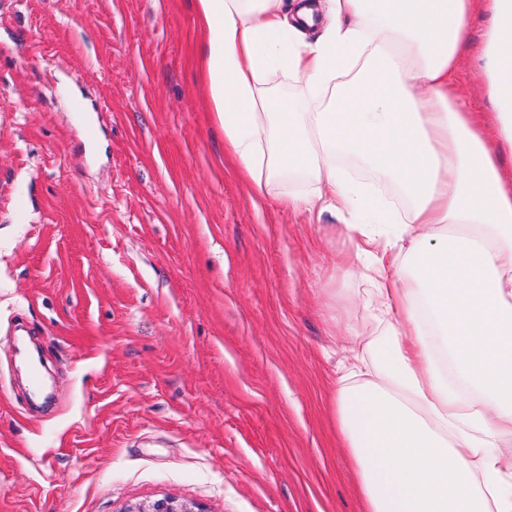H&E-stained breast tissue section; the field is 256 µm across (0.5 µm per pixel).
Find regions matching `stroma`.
Wrapping results in <instances>:
<instances>
[{
  "instance_id": "stroma-1",
  "label": "stroma",
  "mask_w": 512,
  "mask_h": 512,
  "mask_svg": "<svg viewBox=\"0 0 512 512\" xmlns=\"http://www.w3.org/2000/svg\"><path fill=\"white\" fill-rule=\"evenodd\" d=\"M200 41L194 0H0V512H363L344 225L238 177ZM124 512H204L185 503H178L175 500L164 498L153 502L147 506L136 505Z\"/></svg>"
}]
</instances>
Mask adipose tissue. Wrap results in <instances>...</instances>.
Returning a JSON list of instances; mask_svg holds the SVG:
<instances>
[{
  "label": "adipose tissue",
  "instance_id": "ef3b65f1",
  "mask_svg": "<svg viewBox=\"0 0 512 512\" xmlns=\"http://www.w3.org/2000/svg\"><path fill=\"white\" fill-rule=\"evenodd\" d=\"M224 148L343 219L374 319L333 411L364 512H512V0H195ZM494 104L456 91L473 10ZM321 34L305 40V28ZM290 73L306 94L276 96Z\"/></svg>",
  "mask_w": 512,
  "mask_h": 512
}]
</instances>
